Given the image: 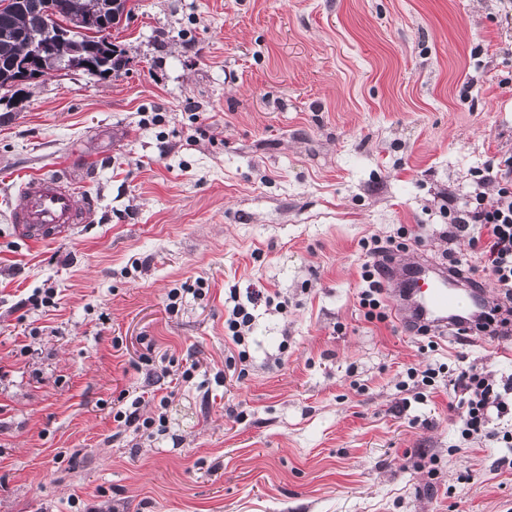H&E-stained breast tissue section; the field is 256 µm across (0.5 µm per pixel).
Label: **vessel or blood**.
<instances>
[{"instance_id": "obj_1", "label": "vessel or blood", "mask_w": 512, "mask_h": 512, "mask_svg": "<svg viewBox=\"0 0 512 512\" xmlns=\"http://www.w3.org/2000/svg\"><path fill=\"white\" fill-rule=\"evenodd\" d=\"M89 201L76 197L72 186L56 174L34 176L20 186V202L12 212L17 234L27 241L58 237L84 220ZM459 275L446 265L426 260L403 268L400 275H388L386 286L394 299L393 308L410 329L427 326L447 330L454 323L469 327L485 325L486 335L502 334V327L490 323V309L476 305L480 290L459 289Z\"/></svg>"}]
</instances>
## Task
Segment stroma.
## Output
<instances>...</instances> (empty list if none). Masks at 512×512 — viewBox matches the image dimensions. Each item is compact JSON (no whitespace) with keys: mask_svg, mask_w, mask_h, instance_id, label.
<instances>
[{"mask_svg":"<svg viewBox=\"0 0 512 512\" xmlns=\"http://www.w3.org/2000/svg\"><path fill=\"white\" fill-rule=\"evenodd\" d=\"M127 7L119 75L0 97V512H512L505 451L461 440L447 374L406 375L507 379L512 335L432 350L358 303L361 239L465 255L449 201L496 200L473 174L512 155V0ZM47 171L95 207L31 244L10 213ZM232 287L255 304L243 375ZM136 398L163 431L117 426Z\"/></svg>","mask_w":512,"mask_h":512,"instance_id":"stroma-1","label":"stroma"}]
</instances>
